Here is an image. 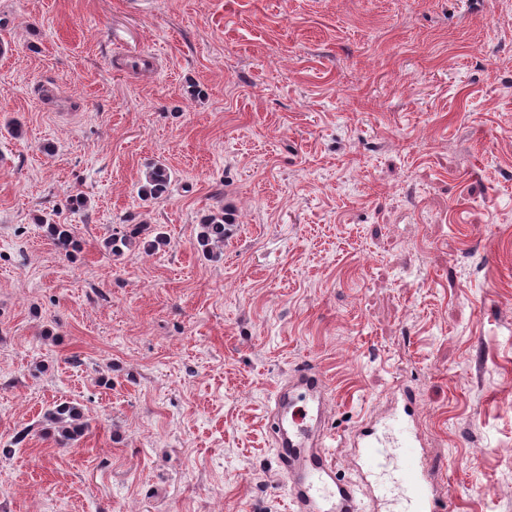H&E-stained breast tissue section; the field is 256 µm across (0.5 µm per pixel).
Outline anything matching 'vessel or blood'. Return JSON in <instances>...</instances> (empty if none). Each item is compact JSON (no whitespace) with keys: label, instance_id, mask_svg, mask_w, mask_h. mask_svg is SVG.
Returning <instances> with one entry per match:
<instances>
[{"label":"vessel or blood","instance_id":"1","mask_svg":"<svg viewBox=\"0 0 512 512\" xmlns=\"http://www.w3.org/2000/svg\"><path fill=\"white\" fill-rule=\"evenodd\" d=\"M294 379L296 401L321 402L324 385L315 369H302ZM333 440L327 431L311 439L302 425L278 440L276 462L290 512H448L421 444L410 393H403L400 409L358 435L354 477L337 469L329 450Z\"/></svg>","mask_w":512,"mask_h":512}]
</instances>
